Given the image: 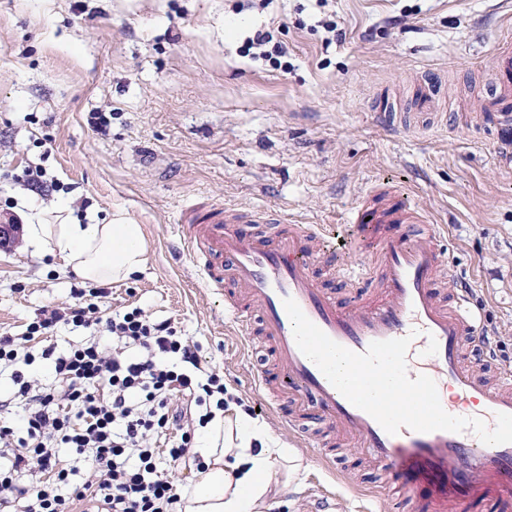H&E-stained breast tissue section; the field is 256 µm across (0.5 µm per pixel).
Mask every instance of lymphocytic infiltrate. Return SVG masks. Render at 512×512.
Listing matches in <instances>:
<instances>
[{
  "mask_svg": "<svg viewBox=\"0 0 512 512\" xmlns=\"http://www.w3.org/2000/svg\"><path fill=\"white\" fill-rule=\"evenodd\" d=\"M107 289H72L64 306L42 311L21 336H0V367L12 394L0 401V512H177L180 495L165 467L185 459L197 428L225 408L224 379L200 367L197 348L170 321L140 308L111 317ZM62 325L97 328L89 344L59 353L50 340ZM41 340L53 377L38 382L28 342ZM181 394L184 407L171 403ZM174 431L176 442L153 447ZM87 464L74 480L72 460Z\"/></svg>",
  "mask_w": 512,
  "mask_h": 512,
  "instance_id": "f902f5d3",
  "label": "lymphocytic infiltrate"
}]
</instances>
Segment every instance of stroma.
Here are the masks:
<instances>
[{
  "instance_id": "stroma-1",
  "label": "stroma",
  "mask_w": 512,
  "mask_h": 512,
  "mask_svg": "<svg viewBox=\"0 0 512 512\" xmlns=\"http://www.w3.org/2000/svg\"><path fill=\"white\" fill-rule=\"evenodd\" d=\"M0 0V203L21 220L59 209L101 223L122 211L142 224L143 270L108 283L110 313L142 308L197 344L202 365L259 419L248 339L224 299L176 259L188 203L266 206L296 224L344 226L377 184L401 189L446 226V258L512 365V168L481 124L494 83L488 56L512 36V0ZM346 32L326 44L324 22ZM288 47L287 69L240 52L258 26ZM435 114L415 117L420 88ZM111 116L98 133L93 113ZM40 164L59 185L39 199L21 176ZM91 204L81 208L80 197ZM77 280L27 238L0 245V333L21 335ZM304 468L270 512H365L379 467L333 468L302 449Z\"/></svg>"
}]
</instances>
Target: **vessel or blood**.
Instances as JSON below:
<instances>
[{
    "instance_id": "1",
    "label": "vessel or blood",
    "mask_w": 512,
    "mask_h": 512,
    "mask_svg": "<svg viewBox=\"0 0 512 512\" xmlns=\"http://www.w3.org/2000/svg\"><path fill=\"white\" fill-rule=\"evenodd\" d=\"M495 84L481 104L490 127L512 132V39L494 46ZM357 262L340 266L322 225L293 224L262 207L196 204L175 227L179 258L196 264L208 287L224 295V312L245 336L269 345L264 365L251 371L255 391L283 429L321 462L335 457L336 436H352L362 457L386 464L392 482L430 493L414 512H448L449 503L486 498L495 512H512V443L487 445L472 430L388 434L351 404L298 348L285 299L330 339L356 352L375 341L410 337L409 377L427 375L450 415L481 418L512 414V367H499L498 385L479 374L492 358L468 289L448 292L453 274L439 244L440 230L426 211L393 185L375 186L353 214ZM337 272L364 294L340 305L324 271Z\"/></svg>"
}]
</instances>
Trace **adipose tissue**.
<instances>
[{"label": "adipose tissue", "mask_w": 512, "mask_h": 512, "mask_svg": "<svg viewBox=\"0 0 512 512\" xmlns=\"http://www.w3.org/2000/svg\"><path fill=\"white\" fill-rule=\"evenodd\" d=\"M28 235L84 280H123L147 261L142 225L119 213L106 224L32 223ZM198 453L203 468L183 490L181 512H270L282 480L296 479L304 467L298 451L234 405L215 411Z\"/></svg>", "instance_id": "adipose-tissue-1"}]
</instances>
